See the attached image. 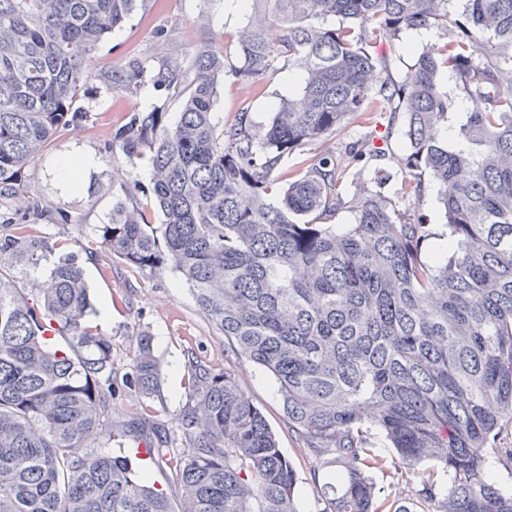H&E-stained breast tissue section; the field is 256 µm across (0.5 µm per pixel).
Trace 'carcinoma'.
Masks as SVG:
<instances>
[{
    "label": "carcinoma",
    "instance_id": "obj_1",
    "mask_svg": "<svg viewBox=\"0 0 512 512\" xmlns=\"http://www.w3.org/2000/svg\"><path fill=\"white\" fill-rule=\"evenodd\" d=\"M149 2L0 0V200L38 212L27 167L84 120L74 104L98 45ZM246 6L232 74L259 83L287 61L301 71L298 97L272 104L261 135L245 110L220 125L223 51L200 47L186 70L167 64L155 84L182 93L178 120L135 112L112 133L113 149L150 166L162 222L118 202L99 247L142 271L173 266L237 357L274 377L288 427L318 462L344 469L319 512H382L371 472L423 463L448 472L444 491L421 480L425 512H512L486 471L492 451L512 472V0ZM431 27L446 41L417 49L401 76L367 50ZM445 72L481 104L455 131L462 150L448 145ZM378 117L406 139L400 196L360 181L347 198L346 162L326 145L352 119ZM309 146L323 151L281 172ZM346 153L388 157L357 143ZM432 188L449 248L426 259L432 232L417 207ZM343 208L355 223L338 231L330 220ZM24 228L0 234V512H295L296 471L225 371L188 360L177 438L143 412L104 417L129 391L157 396L162 364L140 335L117 377L78 253L56 245L50 276L21 286L15 268L50 249ZM101 437L145 448L173 466V483L158 488L129 456L95 449Z\"/></svg>",
    "mask_w": 512,
    "mask_h": 512
}]
</instances>
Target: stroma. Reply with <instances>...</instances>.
<instances>
[{"label": "stroma", "instance_id": "35a3bbf8", "mask_svg": "<svg viewBox=\"0 0 512 512\" xmlns=\"http://www.w3.org/2000/svg\"><path fill=\"white\" fill-rule=\"evenodd\" d=\"M245 22V14L229 11L226 0H160L157 6L136 11L121 28L112 31L95 52L96 78L84 85L76 98L78 110L86 114L85 121L72 131L57 135L25 172L29 196L45 210L42 218L27 219V232L52 243H70L75 250L94 247V257L82 261L95 309L91 321L111 341L116 368L128 363L137 336L145 332L164 363L160 396L144 400L129 394L117 402L113 416L143 407L165 425L174 426L175 415L186 401L187 357L195 355L213 369L235 376L262 410L283 454L297 472V512H318L322 493L337 484L336 470L319 465L289 431L274 378L261 368L236 359L225 347L223 336L199 311L188 285L175 269L142 272L112 259L106 250L94 245L95 228L110 222L116 199L137 207L146 223L162 221L149 193V166L113 151V130L125 124L132 113L155 108L167 112L169 120H176L181 110L177 90H158L152 85L162 64L173 60L189 62L198 48L210 44L223 50L226 67H236L238 33ZM132 58L145 65V72L129 78L125 90L113 91V70ZM295 73V67L284 64L270 79L247 89L234 77L224 78L217 86L213 107L216 121L231 123L245 109L256 131H263L272 103L284 97V83ZM362 140L376 147L388 146L392 157L383 163L387 178L379 190L386 196H395L402 181L394 160L395 154L403 150L401 128L390 129L382 122L371 126L352 123L336 138L333 147L341 153L347 144ZM79 155L90 156L91 165L79 168L73 181L65 182L61 175L65 161ZM63 215L68 218L64 224L59 221ZM429 476L438 486L447 487L446 473L429 471L424 465L378 472L374 480L390 504L421 512L415 491Z\"/></svg>", "mask_w": 512, "mask_h": 512}]
</instances>
